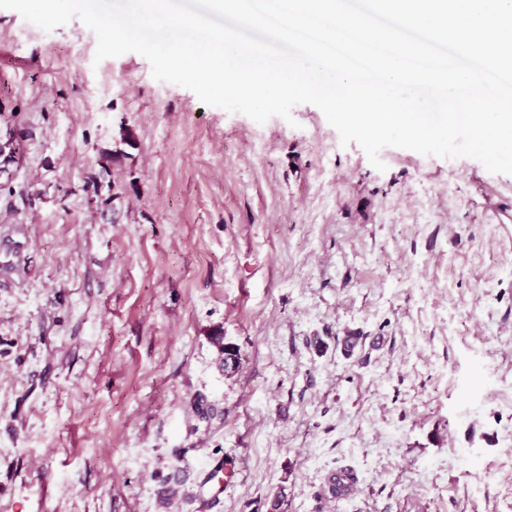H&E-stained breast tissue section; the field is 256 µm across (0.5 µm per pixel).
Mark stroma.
<instances>
[{
  "instance_id": "35a3bbf8",
  "label": "stroma",
  "mask_w": 512,
  "mask_h": 512,
  "mask_svg": "<svg viewBox=\"0 0 512 512\" xmlns=\"http://www.w3.org/2000/svg\"><path fill=\"white\" fill-rule=\"evenodd\" d=\"M96 48L0 9V512H512V175Z\"/></svg>"
}]
</instances>
